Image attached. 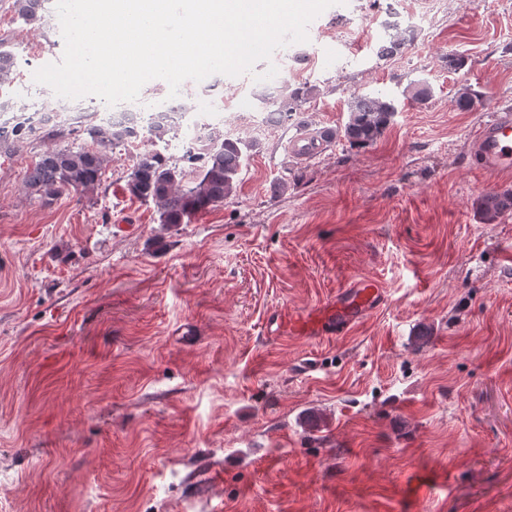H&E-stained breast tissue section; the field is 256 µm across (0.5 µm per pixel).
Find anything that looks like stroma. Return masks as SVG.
<instances>
[{
	"label": "stroma",
	"instance_id": "1",
	"mask_svg": "<svg viewBox=\"0 0 512 512\" xmlns=\"http://www.w3.org/2000/svg\"><path fill=\"white\" fill-rule=\"evenodd\" d=\"M399 8L417 19L403 55H377L384 0H347L286 69L225 77L220 123L256 149L236 196L193 223L163 230L125 191L148 136L109 152L98 190L48 204L26 172L87 144L85 121L0 153V512H512V212L475 210L512 179L474 168L484 114L454 103L468 85L512 105V0ZM2 38L0 123L45 100L33 74L64 51L57 15L32 28L0 2ZM414 80L427 104L405 99ZM305 81L310 128L343 127L356 93L397 112L369 147L293 155L295 128L249 123L251 90ZM359 278L386 301L347 334L279 332L283 311Z\"/></svg>",
	"mask_w": 512,
	"mask_h": 512
}]
</instances>
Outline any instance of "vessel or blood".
I'll return each mask as SVG.
<instances>
[{"mask_svg": "<svg viewBox=\"0 0 512 512\" xmlns=\"http://www.w3.org/2000/svg\"><path fill=\"white\" fill-rule=\"evenodd\" d=\"M470 151L479 170L491 175H512V108L495 106L474 130ZM385 300L381 285L361 278L338 291L335 298L305 313H283L281 329L293 336H332L347 332Z\"/></svg>", "mask_w": 512, "mask_h": 512, "instance_id": "vessel-or-blood-1", "label": "vessel or blood"}]
</instances>
